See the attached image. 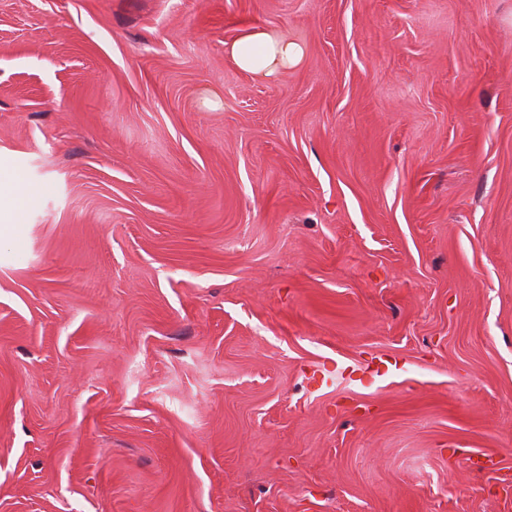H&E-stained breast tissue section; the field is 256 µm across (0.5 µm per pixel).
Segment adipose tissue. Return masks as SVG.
Listing matches in <instances>:
<instances>
[{
	"label": "adipose tissue",
	"instance_id": "1",
	"mask_svg": "<svg viewBox=\"0 0 512 512\" xmlns=\"http://www.w3.org/2000/svg\"><path fill=\"white\" fill-rule=\"evenodd\" d=\"M230 54L241 70L257 77L269 78L281 68L298 64L303 50L296 42L256 26L232 44Z\"/></svg>",
	"mask_w": 512,
	"mask_h": 512
}]
</instances>
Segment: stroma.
<instances>
[{"mask_svg":"<svg viewBox=\"0 0 512 512\" xmlns=\"http://www.w3.org/2000/svg\"><path fill=\"white\" fill-rule=\"evenodd\" d=\"M0 184V512H512V0H0ZM230 54L241 70L257 77L270 78L281 68L298 64L303 50L296 42L255 26L232 44Z\"/></svg>","mask_w":512,"mask_h":512,"instance_id":"stroma-1","label":"stroma"}]
</instances>
